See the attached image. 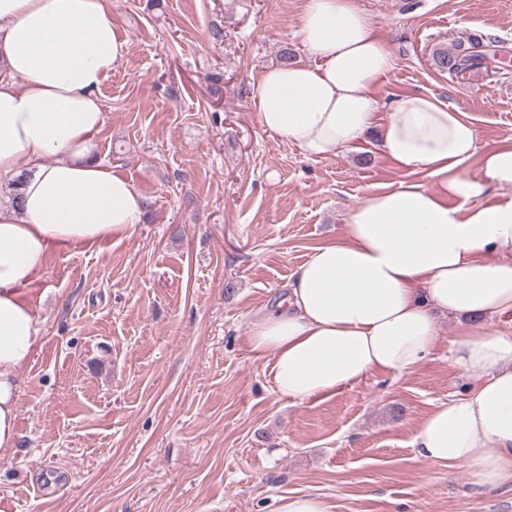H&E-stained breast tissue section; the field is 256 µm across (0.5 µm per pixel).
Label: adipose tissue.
I'll use <instances>...</instances> for the list:
<instances>
[{"label": "adipose tissue", "instance_id": "1", "mask_svg": "<svg viewBox=\"0 0 512 512\" xmlns=\"http://www.w3.org/2000/svg\"><path fill=\"white\" fill-rule=\"evenodd\" d=\"M299 35L310 62L273 66L253 89L260 126L318 159L378 132L403 178L351 210L342 240L311 250L286 299L251 323L249 349L272 356L275 390L303 403L413 371L442 346L439 317L456 318L448 357L474 386L420 420L416 458L510 486L512 333L495 319L512 313V143L477 154L474 124L429 94L381 111L374 89L394 60L354 0H304ZM125 52L111 0H0V177L22 181L19 202L0 204L1 448L17 440L18 377L39 343L24 288L53 252L143 221L142 194L88 150L101 84Z\"/></svg>", "mask_w": 512, "mask_h": 512}]
</instances>
